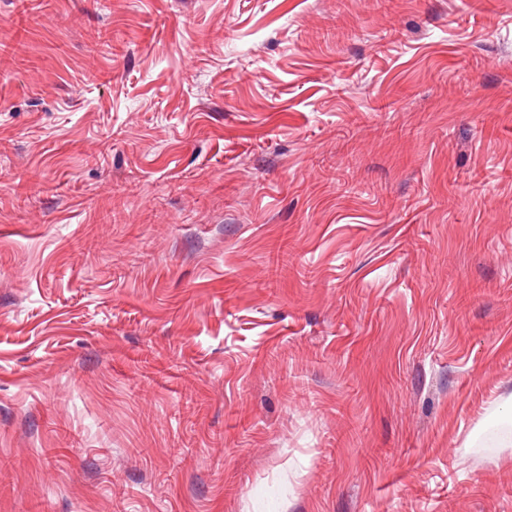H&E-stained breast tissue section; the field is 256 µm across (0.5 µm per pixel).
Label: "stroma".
Segmentation results:
<instances>
[{"label": "stroma", "instance_id": "obj_1", "mask_svg": "<svg viewBox=\"0 0 512 512\" xmlns=\"http://www.w3.org/2000/svg\"><path fill=\"white\" fill-rule=\"evenodd\" d=\"M0 0V512H512V0Z\"/></svg>", "mask_w": 512, "mask_h": 512}]
</instances>
